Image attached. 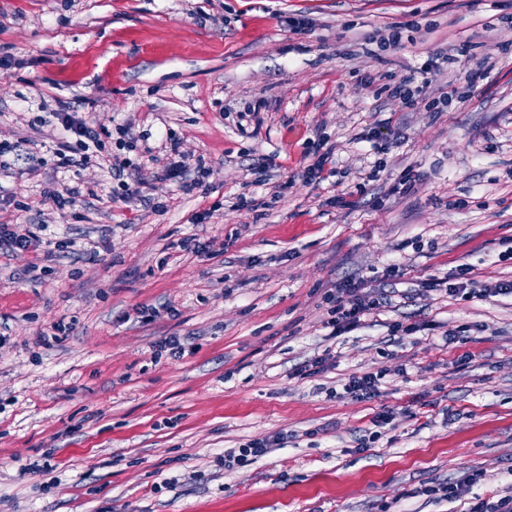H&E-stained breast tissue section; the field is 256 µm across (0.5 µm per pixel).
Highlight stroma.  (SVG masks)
I'll use <instances>...</instances> for the list:
<instances>
[{
	"instance_id": "stroma-1",
	"label": "stroma",
	"mask_w": 512,
	"mask_h": 512,
	"mask_svg": "<svg viewBox=\"0 0 512 512\" xmlns=\"http://www.w3.org/2000/svg\"><path fill=\"white\" fill-rule=\"evenodd\" d=\"M446 48L434 82L458 96L407 111L390 87ZM58 99L132 124L149 200L112 202L111 139L74 173L48 152L0 174V222L75 242L0 256V512H467L512 493V298L428 287L512 280V0H0V140L51 145L34 119ZM321 136L336 174L318 183ZM170 137L205 159L201 186L153 180ZM68 187L91 194L82 217L44 198ZM358 279L391 300L332 336L326 297ZM397 321L418 330L393 340ZM380 369L375 397L343 394ZM276 434L225 472V449ZM467 475L459 500L419 493Z\"/></svg>"
}]
</instances>
